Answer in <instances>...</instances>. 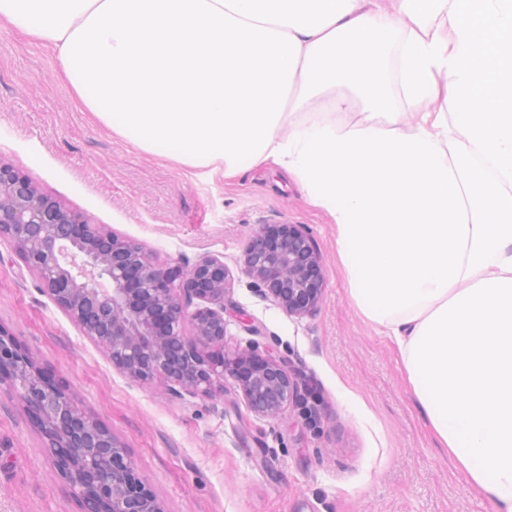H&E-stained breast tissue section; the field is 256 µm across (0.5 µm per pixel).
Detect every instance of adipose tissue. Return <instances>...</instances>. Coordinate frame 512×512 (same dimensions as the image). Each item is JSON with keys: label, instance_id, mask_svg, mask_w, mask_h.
<instances>
[{"label": "adipose tissue", "instance_id": "adipose-tissue-1", "mask_svg": "<svg viewBox=\"0 0 512 512\" xmlns=\"http://www.w3.org/2000/svg\"><path fill=\"white\" fill-rule=\"evenodd\" d=\"M1 25L143 151L284 166L431 433L512 512V0H0Z\"/></svg>", "mask_w": 512, "mask_h": 512}]
</instances>
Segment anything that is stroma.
<instances>
[{"mask_svg":"<svg viewBox=\"0 0 512 512\" xmlns=\"http://www.w3.org/2000/svg\"><path fill=\"white\" fill-rule=\"evenodd\" d=\"M52 48L0 27V163L158 263L223 257L235 273L226 341L286 356L322 412L255 416L232 381L173 396L113 368L0 240V329L111 428L166 512H495L429 432L382 327L348 295L336 226L275 164L228 179L145 152L78 106ZM301 224L325 273L318 311L295 317L237 271L262 224ZM0 512H80L13 393L0 389Z\"/></svg>","mask_w":512,"mask_h":512,"instance_id":"35a3bbf8","label":"stroma"}]
</instances>
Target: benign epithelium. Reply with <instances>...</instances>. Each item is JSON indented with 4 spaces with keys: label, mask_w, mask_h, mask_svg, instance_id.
Instances as JSON below:
<instances>
[{
    "label": "benign epithelium",
    "mask_w": 512,
    "mask_h": 512,
    "mask_svg": "<svg viewBox=\"0 0 512 512\" xmlns=\"http://www.w3.org/2000/svg\"><path fill=\"white\" fill-rule=\"evenodd\" d=\"M0 239L14 246L51 301L133 381L215 399L227 378L256 416L276 420L295 405L308 425H317L302 374L288 359L255 343L225 347L232 274L220 257L158 265L138 243L63 208L3 162ZM240 270L262 300L290 315H310L321 302V259L300 224L260 225L243 250ZM0 385L34 419L81 512H165L112 430L2 330Z\"/></svg>",
    "instance_id": "benign-epithelium-1"
}]
</instances>
